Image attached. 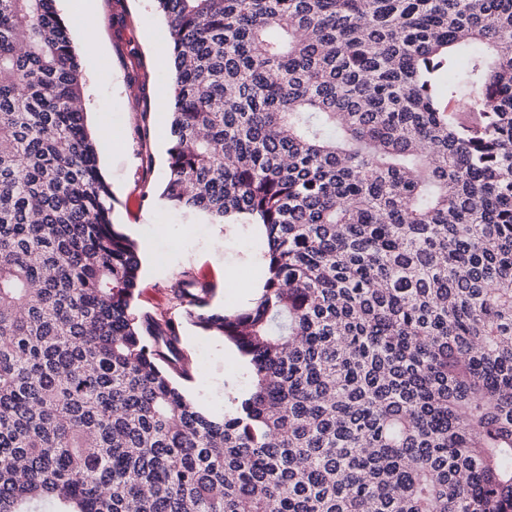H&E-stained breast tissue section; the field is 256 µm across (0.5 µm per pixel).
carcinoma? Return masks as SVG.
Here are the masks:
<instances>
[{
    "instance_id": "1",
    "label": "carcinoma",
    "mask_w": 512,
    "mask_h": 512,
    "mask_svg": "<svg viewBox=\"0 0 512 512\" xmlns=\"http://www.w3.org/2000/svg\"><path fill=\"white\" fill-rule=\"evenodd\" d=\"M165 202L265 230L186 316L135 307L56 0H0V512H512V0H155Z\"/></svg>"
}]
</instances>
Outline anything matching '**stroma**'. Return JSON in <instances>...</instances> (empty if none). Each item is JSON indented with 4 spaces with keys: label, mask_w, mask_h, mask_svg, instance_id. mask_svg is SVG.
<instances>
[{
    "label": "stroma",
    "mask_w": 512,
    "mask_h": 512,
    "mask_svg": "<svg viewBox=\"0 0 512 512\" xmlns=\"http://www.w3.org/2000/svg\"><path fill=\"white\" fill-rule=\"evenodd\" d=\"M86 80L87 124L93 133L115 131L124 145L100 139L102 174L112 191V221L135 241L142 256L137 305L182 323L181 334L198 373L190 399L219 417L229 395L248 388V366L222 338L187 323L172 298L174 279L206 283L217 309L248 305L264 283L266 243L252 224H211L201 215L171 209L160 197L167 178L170 114L156 99L171 94V46L154 0H93L70 29ZM166 233H159V225ZM238 270L250 283L225 280Z\"/></svg>",
    "instance_id": "obj_1"
}]
</instances>
